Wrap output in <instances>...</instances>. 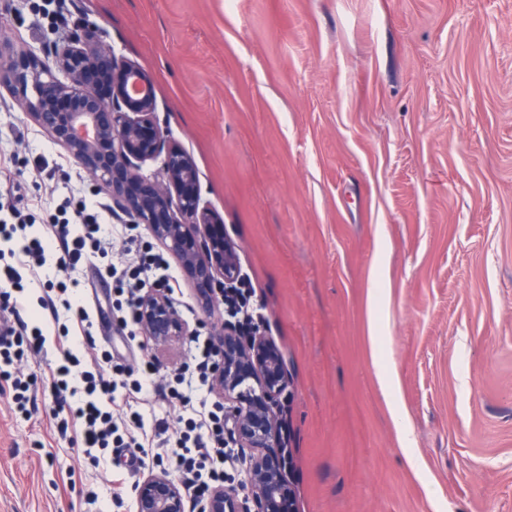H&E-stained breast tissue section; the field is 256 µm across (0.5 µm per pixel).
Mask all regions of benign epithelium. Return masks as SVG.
Masks as SVG:
<instances>
[{"label": "benign epithelium", "instance_id": "obj_1", "mask_svg": "<svg viewBox=\"0 0 512 512\" xmlns=\"http://www.w3.org/2000/svg\"><path fill=\"white\" fill-rule=\"evenodd\" d=\"M48 63L35 54L0 53V80L31 119L112 197L130 224H142L178 262L212 285L232 288L241 277L224 225L202 203L197 168L160 123L151 81L135 63L119 61L88 27L78 25L51 50ZM112 68V94L100 96L82 75ZM163 158L161 178L142 167ZM141 331L162 343L193 336L169 293L155 288L138 302ZM224 359L213 371L224 393L225 440L249 450L244 487H218L208 512H296L294 490L285 480L287 458L277 453L278 410L287 393V373L272 349L264 323L236 343L224 325ZM137 512H185L178 484L165 471L146 476L136 489Z\"/></svg>", "mask_w": 512, "mask_h": 512}]
</instances>
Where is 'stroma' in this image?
I'll use <instances>...</instances> for the list:
<instances>
[{
    "mask_svg": "<svg viewBox=\"0 0 512 512\" xmlns=\"http://www.w3.org/2000/svg\"><path fill=\"white\" fill-rule=\"evenodd\" d=\"M80 17L152 81L252 282L290 377L297 512H512V0H0V53H44ZM0 148L39 230L52 192L111 207L3 86ZM174 272L181 318L217 339L223 304L204 312ZM79 292L101 302L92 337L69 340L85 358H149L161 380L188 361L186 336L124 348L112 283ZM22 316L47 342L22 366L31 419L0 384V512H134L124 467L60 438L54 329Z\"/></svg>",
    "mask_w": 512,
    "mask_h": 512,
    "instance_id": "1",
    "label": "stroma"
}]
</instances>
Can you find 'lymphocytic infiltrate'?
Instances as JSON below:
<instances>
[{
  "label": "lymphocytic infiltrate",
  "mask_w": 512,
  "mask_h": 512,
  "mask_svg": "<svg viewBox=\"0 0 512 512\" xmlns=\"http://www.w3.org/2000/svg\"><path fill=\"white\" fill-rule=\"evenodd\" d=\"M136 225L111 224L109 215L98 206L78 202L69 217L53 222L52 232L61 245L54 258L58 271L66 276L91 267L95 277L113 281L124 300L123 325H135L138 299L150 289L175 292L179 283L163 253L153 247L139 249L134 262L111 255L112 238L134 243ZM41 237L27 223L19 209L0 202V309L17 316L16 325L0 330V380L11 384L16 408L30 415L33 397L31 381L21 370L29 351L43 347L46 337L41 328L29 327L20 319L23 292L22 270L45 266ZM48 310L53 324L72 325L82 336H91L94 319L88 307L80 304L67 288L38 299ZM192 355L172 381L155 380V368L145 363L138 379L113 368L111 351H101L90 363L74 354L67 336H59V360L52 371L53 388L61 402L55 413L60 435H67L70 424L80 423L84 453L100 462L112 447L137 449L141 468L167 459L194 503H202L211 489L223 485L225 468H237L239 455L224 441V404L215 399L211 370L223 353L204 336H192ZM154 396L163 404H178L180 432L170 433L167 417L147 418L139 411L141 395Z\"/></svg>",
  "instance_id": "lymphocytic-infiltrate-1"
}]
</instances>
